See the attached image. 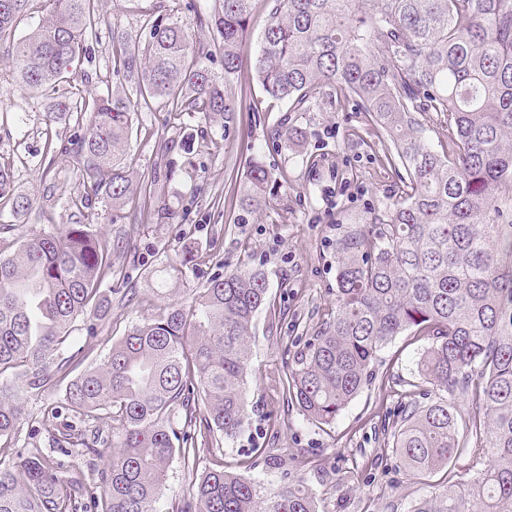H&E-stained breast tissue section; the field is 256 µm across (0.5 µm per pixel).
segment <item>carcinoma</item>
<instances>
[{
    "mask_svg": "<svg viewBox=\"0 0 512 512\" xmlns=\"http://www.w3.org/2000/svg\"><path fill=\"white\" fill-rule=\"evenodd\" d=\"M29 2L0 0V38L15 32ZM44 2L49 18L13 45L17 81L35 97L56 92L102 22L98 0ZM259 7L269 23L252 76L267 98L287 103L278 137L300 147L306 130L293 115L350 103L369 123L371 144L384 145L381 162L399 190L336 241V307L295 353L283 396L306 421L331 428L375 382L373 362L387 344L405 332L426 340L414 376L400 380L384 451L413 477L440 472L443 481L408 512H512V0H222L197 19L220 38L222 86L186 23L155 22L142 44L112 41L113 70L133 96L114 89L74 106L57 100L48 113L87 114L80 130L45 146L79 163L70 205L80 220L0 257V512H77L80 496L95 512H159L176 459L191 477L176 512H319L301 481L267 493L222 459L198 472L201 454L217 456L248 420L255 316L264 306L276 314L261 270L243 264L118 339L98 337L109 345L104 361L75 378L80 360L55 359L72 345L77 319L112 317L101 288L112 250L89 217L99 199L114 210L139 205L125 163L131 113L167 100L177 117L232 121L241 47ZM432 127L445 131L436 146L426 137ZM270 180L260 161L249 162L243 211L267 206ZM0 199L16 215L33 206L5 164ZM196 252L184 244L173 277ZM17 379L37 393L63 384L80 423L110 422L112 451L97 480L65 479L39 449L15 450L24 420ZM53 442L93 453L107 445L82 429ZM465 451L490 464L458 476L450 466Z\"/></svg>",
    "mask_w": 512,
    "mask_h": 512,
    "instance_id": "1",
    "label": "carcinoma"
}]
</instances>
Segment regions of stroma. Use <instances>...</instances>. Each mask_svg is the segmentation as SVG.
<instances>
[{
  "mask_svg": "<svg viewBox=\"0 0 512 512\" xmlns=\"http://www.w3.org/2000/svg\"><path fill=\"white\" fill-rule=\"evenodd\" d=\"M102 22L90 41L91 60L69 74L59 94H111L120 78L112 69V36L148 39L155 20L193 26L201 47L209 50L208 66L223 76L220 53L214 52L213 30L198 27L197 14H211L219 0H99ZM12 43L0 41V162L8 164L18 191L33 206L15 216L0 201V253L12 254L27 239L58 231L73 222L67 204L76 189L79 170L68 155L45 158L48 135L67 136L77 130L75 113L48 120L41 100L14 79ZM236 95L242 110L227 126L205 122L200 114L173 118L164 102L136 113L143 132L133 138L128 156L139 184H150L148 213L133 207L113 210L98 201L92 228L112 246L118 277L104 280L110 289L114 336L142 322L159 307L189 299L192 289L241 264L262 269L269 294L282 317L272 321L267 310L255 318L251 371L247 378L248 422L224 441V464L240 470L242 461L263 448L276 455L275 464H258L248 472L266 490L300 480L313 492L320 512H407L411 502L429 493L396 464L378 458L380 424L393 420L400 398L396 389L372 384L349 404L330 428L306 422L297 408L283 401L279 383L301 349L310 329L336 305V241L352 218L391 201L398 186L378 157L361 140L367 135L363 116L351 109L328 106L304 115L308 131L304 148L285 147L276 134L285 103L263 99L242 71ZM222 138L214 151L211 139ZM257 158L271 172L269 205L244 215L237 198L245 162ZM163 210V220L151 210ZM194 242L201 258L188 264L186 276L175 281L169 263L181 257L184 243ZM425 347L410 336H397L378 355L377 375L410 378ZM64 387L34 395L20 392L26 419L18 430L19 445L41 448L62 473L82 470L95 479L107 456L82 447L57 448L52 439L73 424L65 407Z\"/></svg>",
  "mask_w": 512,
  "mask_h": 512,
  "instance_id": "stroma-1",
  "label": "stroma"
}]
</instances>
